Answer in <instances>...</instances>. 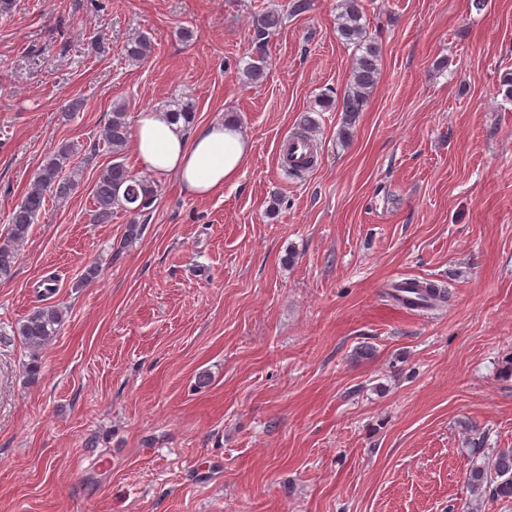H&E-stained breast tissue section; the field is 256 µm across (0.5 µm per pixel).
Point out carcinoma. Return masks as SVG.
I'll use <instances>...</instances> for the list:
<instances>
[{
  "label": "carcinoma",
  "mask_w": 512,
  "mask_h": 512,
  "mask_svg": "<svg viewBox=\"0 0 512 512\" xmlns=\"http://www.w3.org/2000/svg\"><path fill=\"white\" fill-rule=\"evenodd\" d=\"M310 9V0H287L284 9H271L258 14L253 22L254 44L251 62L243 71L248 83H258L266 74V39L280 29L285 20ZM336 31L343 44L353 48L350 80L336 100H321L322 108L336 107L343 114L340 137H353L360 113L365 110L381 74V46L367 32V18L362 0H341L336 16ZM154 52V43L147 35H139L125 47L126 56L145 61ZM130 122L126 106L117 103L104 125L99 139L112 153V164L104 168L93 186L92 221L105 224L112 221L117 210L131 215H143L157 197V185L139 178L124 162L129 144ZM81 151L75 143L63 141L50 152L35 172L30 188L8 216V224L0 238V277L10 273L19 260V247L29 236L32 224L42 213L49 194L63 203L78 188L81 174L71 162ZM392 301L408 309L430 308L447 298V289L427 282L419 284L409 279L392 285ZM65 313L55 306L39 307L19 324L17 334L33 350L49 345L58 335ZM469 483L492 502H512V451L498 453L482 465L474 464L469 471Z\"/></svg>",
  "instance_id": "1"
}]
</instances>
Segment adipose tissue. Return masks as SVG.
<instances>
[{
    "mask_svg": "<svg viewBox=\"0 0 512 512\" xmlns=\"http://www.w3.org/2000/svg\"><path fill=\"white\" fill-rule=\"evenodd\" d=\"M130 139L141 172L174 178L182 190L199 198L233 181L251 151L248 138L230 115L197 127L149 109L138 115Z\"/></svg>",
    "mask_w": 512,
    "mask_h": 512,
    "instance_id": "ef3b65f1",
    "label": "adipose tissue"
}]
</instances>
